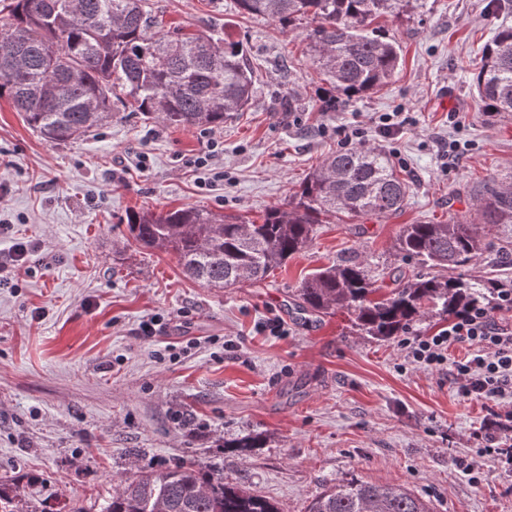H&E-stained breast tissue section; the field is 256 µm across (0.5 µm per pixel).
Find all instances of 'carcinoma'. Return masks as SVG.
Returning a JSON list of instances; mask_svg holds the SVG:
<instances>
[{"mask_svg":"<svg viewBox=\"0 0 512 512\" xmlns=\"http://www.w3.org/2000/svg\"><path fill=\"white\" fill-rule=\"evenodd\" d=\"M410 0H235L238 12L262 16L286 31L297 20L315 69L334 91L352 99L387 86L400 66L397 40L378 20ZM146 0H4L0 8V100H8L42 138L73 142L105 125L117 108L145 120L192 129L219 127L244 111L255 91L254 71L238 41L200 33L162 32ZM474 87L484 113L512 116V25L500 26L483 50ZM409 185L375 147L339 151L307 176L288 207L268 210L262 223L193 206L132 211L127 231L135 243L173 252L182 272L205 285L259 283L311 241L315 226L338 212L387 216L401 210ZM483 224H512V185L489 180L480 195ZM405 261L441 268L417 274L389 295L369 268L344 258L319 268L297 289L298 307L329 316L354 315L355 326L376 341L407 334L413 323L449 317L487 302L512 280L484 281L460 270L485 249L479 225L405 224L397 239ZM20 482L0 480V512H20ZM100 512H280L270 499L224 471L188 459L147 469L105 500ZM308 512H431L394 484L351 478L317 497Z\"/></svg>","mask_w":512,"mask_h":512,"instance_id":"obj_1","label":"carcinoma"}]
</instances>
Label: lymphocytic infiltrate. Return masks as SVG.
Masks as SVG:
<instances>
[{
    "instance_id": "obj_1",
    "label": "lymphocytic infiltrate",
    "mask_w": 512,
    "mask_h": 512,
    "mask_svg": "<svg viewBox=\"0 0 512 512\" xmlns=\"http://www.w3.org/2000/svg\"><path fill=\"white\" fill-rule=\"evenodd\" d=\"M503 311H512L508 290L496 294L493 305L472 304L455 313L434 335L404 338L406 365L447 370L462 398L512 404V326L498 320ZM458 346L467 347V356L449 360V350Z\"/></svg>"
}]
</instances>
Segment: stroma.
<instances>
[{
	"label": "stroma",
	"mask_w": 512,
	"mask_h": 512,
	"mask_svg": "<svg viewBox=\"0 0 512 512\" xmlns=\"http://www.w3.org/2000/svg\"><path fill=\"white\" fill-rule=\"evenodd\" d=\"M149 3L165 30L242 42L255 101L219 128L116 111L59 145L0 100V476H36L50 502L98 512L122 479L194 458L282 512H307L351 477L401 485L434 512H512L511 471L479 458L475 483L462 466L501 435L505 404L464 400L448 372L405 367L400 338L373 341L347 312L319 317L296 301L308 273L348 257L390 292L419 271L396 251L403 225L475 219L482 184L512 180V116L486 117L473 86L501 21L490 0H410L380 19L402 48L396 76L332 109L306 23L284 33L235 0ZM392 112L387 133L381 118ZM361 145L386 150L408 181L402 210L328 217L262 282L207 286L185 277L176 255L128 238L132 210L260 220L327 155ZM481 231L489 250L466 274L511 279L512 229ZM19 242L32 250L16 265ZM150 317L164 325L151 338L140 330ZM273 320L283 335L266 331ZM247 434L264 447H226Z\"/></svg>",
	"instance_id": "1"
}]
</instances>
